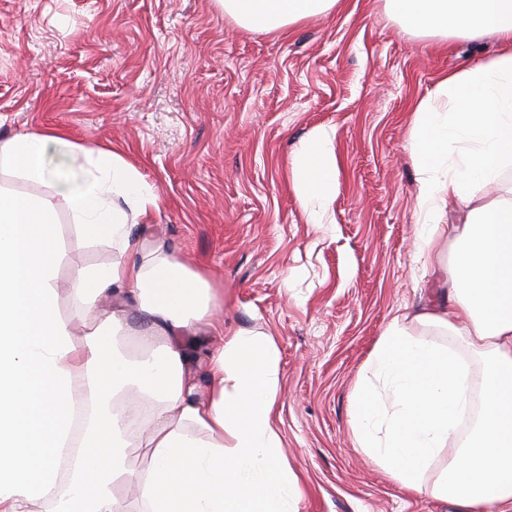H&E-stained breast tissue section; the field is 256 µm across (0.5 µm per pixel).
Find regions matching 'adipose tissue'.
<instances>
[{
	"instance_id": "obj_1",
	"label": "adipose tissue",
	"mask_w": 512,
	"mask_h": 512,
	"mask_svg": "<svg viewBox=\"0 0 512 512\" xmlns=\"http://www.w3.org/2000/svg\"><path fill=\"white\" fill-rule=\"evenodd\" d=\"M239 26L270 32L336 12L341 0H217ZM420 35H493L502 49L448 73L413 109L418 260L438 273L442 306L392 316L365 359L349 420L357 448L410 493L456 512H512V196L471 208L440 234L433 220L512 163V0H387ZM54 138L0 143V169L48 176ZM83 179L63 187L81 241L105 240L109 264L74 271L72 316L58 313L62 251L54 204L0 191V512H294L298 478L274 423L280 355L270 333L225 332L209 316L208 276L136 226L158 197L119 155L86 150ZM328 131L299 143L292 180L302 206L336 188ZM223 337L198 398L192 358L174 334L196 323ZM461 347L423 337L427 327ZM137 330L140 352L121 336ZM480 363L479 383L471 366ZM479 398L471 400L470 387ZM475 422L458 439L460 422ZM149 464L135 470L131 446ZM443 475L426 481L440 453Z\"/></svg>"
}]
</instances>
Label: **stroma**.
Wrapping results in <instances>:
<instances>
[{
	"label": "stroma",
	"instance_id": "stroma-1",
	"mask_svg": "<svg viewBox=\"0 0 512 512\" xmlns=\"http://www.w3.org/2000/svg\"><path fill=\"white\" fill-rule=\"evenodd\" d=\"M498 50L411 33L386 0H343L269 33L241 28L216 0H0V140L61 137L53 177L1 170L0 190L53 198L67 315L72 269L108 264L112 250L73 246L57 187L84 174L83 150L120 155L160 198L144 235L210 275L226 328L277 342V427L297 512H455L367 462L349 420L388 320L446 297L417 261L413 105ZM318 129L333 136L336 194L314 224L291 159Z\"/></svg>",
	"mask_w": 512,
	"mask_h": 512
}]
</instances>
